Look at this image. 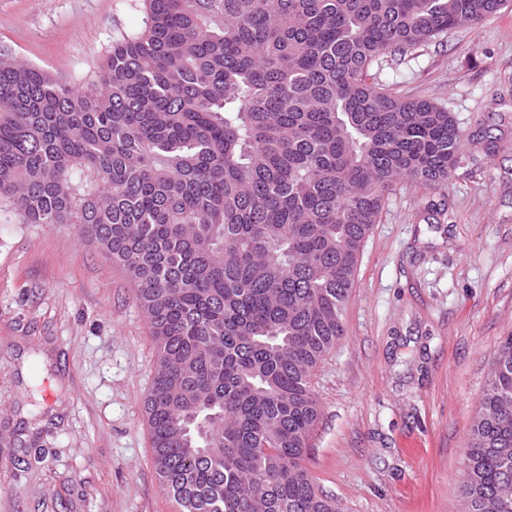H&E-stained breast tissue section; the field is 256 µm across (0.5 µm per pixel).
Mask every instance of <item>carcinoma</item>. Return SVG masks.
I'll return each instance as SVG.
<instances>
[{
  "label": "carcinoma",
  "mask_w": 512,
  "mask_h": 512,
  "mask_svg": "<svg viewBox=\"0 0 512 512\" xmlns=\"http://www.w3.org/2000/svg\"><path fill=\"white\" fill-rule=\"evenodd\" d=\"M512 0H137L85 87L0 52V200L125 268L158 349L144 408L177 512H340L302 464L317 364L399 177L448 183L463 135L371 81ZM459 512H512V336Z\"/></svg>",
  "instance_id": "1"
}]
</instances>
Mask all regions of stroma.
<instances>
[{"label":"stroma","mask_w":512,"mask_h":512,"mask_svg":"<svg viewBox=\"0 0 512 512\" xmlns=\"http://www.w3.org/2000/svg\"><path fill=\"white\" fill-rule=\"evenodd\" d=\"M135 0H0V50L91 81ZM380 84L452 113L447 185L401 180L365 238L345 334L312 379L303 464L341 512H457L473 411L512 336V9ZM152 328L125 270L70 224L0 206V512H175L143 410Z\"/></svg>","instance_id":"stroma-1"}]
</instances>
